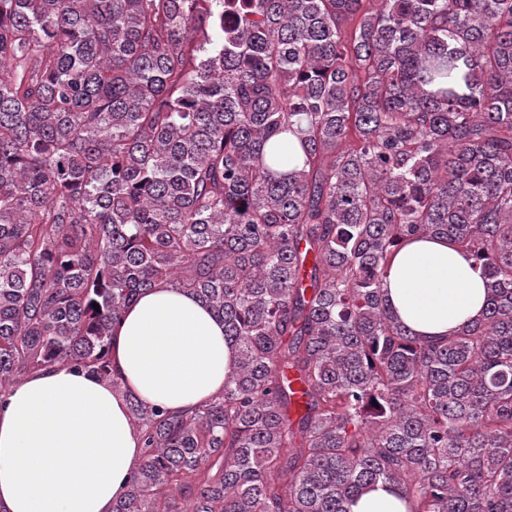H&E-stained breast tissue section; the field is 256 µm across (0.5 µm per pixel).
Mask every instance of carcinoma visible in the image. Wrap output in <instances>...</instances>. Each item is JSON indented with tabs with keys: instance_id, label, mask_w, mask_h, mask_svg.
<instances>
[{
	"instance_id": "1",
	"label": "carcinoma",
	"mask_w": 512,
	"mask_h": 512,
	"mask_svg": "<svg viewBox=\"0 0 512 512\" xmlns=\"http://www.w3.org/2000/svg\"><path fill=\"white\" fill-rule=\"evenodd\" d=\"M418 235L488 288L435 343L383 294ZM163 285L237 361L193 411L125 394L112 512H512V0H0V393L122 392ZM351 509V512H407L405 504L381 484L364 492Z\"/></svg>"
}]
</instances>
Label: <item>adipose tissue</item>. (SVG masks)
<instances>
[{"label":"adipose tissue","instance_id":"obj_1","mask_svg":"<svg viewBox=\"0 0 512 512\" xmlns=\"http://www.w3.org/2000/svg\"><path fill=\"white\" fill-rule=\"evenodd\" d=\"M473 266L446 239H410L383 291L407 328L439 340L482 315L487 288ZM236 360L223 323L177 288L143 294L112 331L113 373L143 401L171 410L220 393ZM142 455L123 395L55 365L0 400V512H112Z\"/></svg>","mask_w":512,"mask_h":512}]
</instances>
